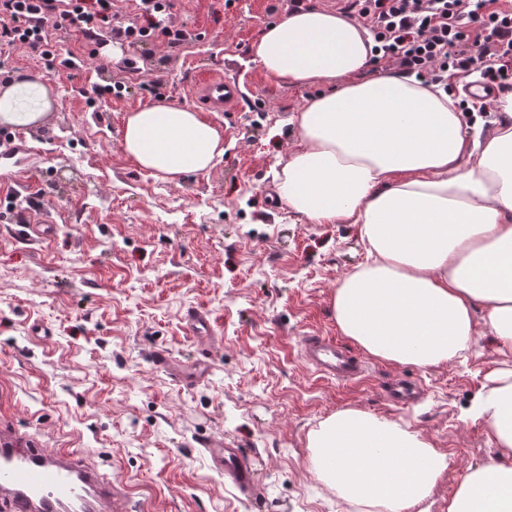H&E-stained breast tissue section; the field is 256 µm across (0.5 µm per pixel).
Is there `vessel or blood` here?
Wrapping results in <instances>:
<instances>
[{
  "label": "vessel or blood",
  "mask_w": 512,
  "mask_h": 512,
  "mask_svg": "<svg viewBox=\"0 0 512 512\" xmlns=\"http://www.w3.org/2000/svg\"><path fill=\"white\" fill-rule=\"evenodd\" d=\"M201 102L217 112L234 108L242 91L236 80L212 73L194 84ZM188 335L203 337L211 332L208 312L188 309L184 314ZM302 352L319 374L354 382L362 376L359 360L330 336H305ZM214 466L237 489L254 492L256 472L241 449L229 447L223 439L202 441ZM118 492L92 464L74 451L20 448L14 440L0 435V504L8 512H113Z\"/></svg>",
  "instance_id": "vessel-or-blood-1"
}]
</instances>
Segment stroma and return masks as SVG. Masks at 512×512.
<instances>
[{
    "instance_id": "obj_1",
    "label": "stroma",
    "mask_w": 512,
    "mask_h": 512,
    "mask_svg": "<svg viewBox=\"0 0 512 512\" xmlns=\"http://www.w3.org/2000/svg\"><path fill=\"white\" fill-rule=\"evenodd\" d=\"M289 0H171L185 31L101 49L96 68L52 77L56 103L38 129L0 125V180L36 167L38 213L51 236L26 233L27 192L0 188V430L38 448L79 450L120 492L117 512H368L311 471L307 434L354 408L402 424L448 456L425 502L447 512L462 474L496 455L475 405L489 376L512 368L490 337L462 357L420 368L368 354L339 330L331 297L369 261L355 226L311 224L288 211L274 175L299 146L290 119L315 96L263 74L252 50ZM135 55L130 77L122 60ZM211 71L238 80L232 112L208 113L224 155L208 171L170 182L121 149L128 112L159 102L188 106ZM122 87L100 108L92 84ZM207 311L208 343L183 315ZM336 339L361 359L363 379L316 374L301 340ZM166 348L177 365L204 362L187 386L154 366ZM418 385L396 404L384 382ZM224 438L257 468L258 498L241 494L199 444Z\"/></svg>"
}]
</instances>
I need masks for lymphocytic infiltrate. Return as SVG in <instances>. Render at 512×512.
Here are the masks:
<instances>
[{"instance_id":"1","label":"lymphocytic infiltrate","mask_w":512,"mask_h":512,"mask_svg":"<svg viewBox=\"0 0 512 512\" xmlns=\"http://www.w3.org/2000/svg\"><path fill=\"white\" fill-rule=\"evenodd\" d=\"M345 11L367 25L376 59L404 74L446 88L475 74L499 93L512 92V0H346ZM52 28L98 49L115 38L139 44L157 31L173 46L185 37L170 20L168 0H140L127 26L112 0H0V47L28 46L67 74L84 68V60L57 57Z\"/></svg>"}]
</instances>
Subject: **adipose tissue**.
I'll return each mask as SVG.
<instances>
[{
    "label": "adipose tissue",
    "instance_id": "adipose-tissue-1",
    "mask_svg": "<svg viewBox=\"0 0 512 512\" xmlns=\"http://www.w3.org/2000/svg\"><path fill=\"white\" fill-rule=\"evenodd\" d=\"M374 42L363 24L295 9L269 25L253 63L320 92L292 117L300 147L276 173L289 211L314 224H353L370 263L331 298L336 324L368 354L420 368L448 363L485 329L512 356V95L495 135L469 140L443 89L388 72L360 80ZM40 75L0 85V125L35 129L53 109ZM125 156L176 181L224 154L221 130L186 106L129 113ZM476 414L497 450L469 468L448 512H512V370L486 385ZM315 473L374 512H414L448 467L446 454L399 423L337 412L307 435Z\"/></svg>",
    "mask_w": 512,
    "mask_h": 512
}]
</instances>
